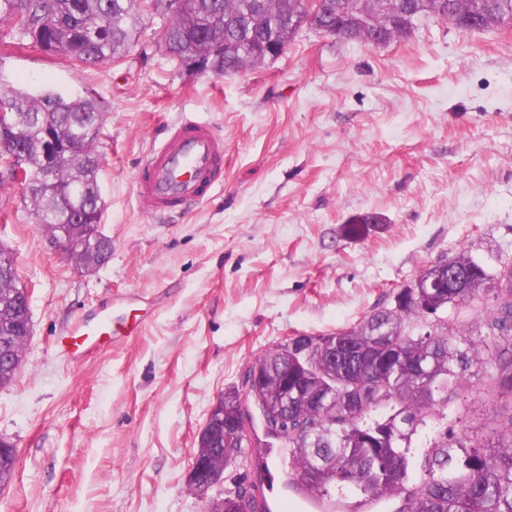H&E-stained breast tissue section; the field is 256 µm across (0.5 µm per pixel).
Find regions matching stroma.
Returning <instances> with one entry per match:
<instances>
[{
  "instance_id": "1",
  "label": "stroma",
  "mask_w": 512,
  "mask_h": 512,
  "mask_svg": "<svg viewBox=\"0 0 512 512\" xmlns=\"http://www.w3.org/2000/svg\"><path fill=\"white\" fill-rule=\"evenodd\" d=\"M145 16L122 61L97 69L34 48L0 57L15 86L104 106L98 183L112 255L86 271L54 251L20 188H0V244L30 292L32 332L0 388V437L18 452L0 512H205L185 484L197 435L225 389L285 338L353 326L427 264L465 251L512 258V25L467 31L422 18L372 46L302 28L277 60L192 74ZM224 137V181L186 212L142 213L134 174L183 117ZM374 217L357 238L349 224ZM124 299L127 342L69 361L56 339ZM494 354L410 466L445 431L491 434Z\"/></svg>"
}]
</instances>
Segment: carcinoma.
Masks as SVG:
<instances>
[{
    "mask_svg": "<svg viewBox=\"0 0 512 512\" xmlns=\"http://www.w3.org/2000/svg\"><path fill=\"white\" fill-rule=\"evenodd\" d=\"M249 0H157L156 14L166 19L165 50L184 67L191 59L212 61L211 74L233 75L254 65L251 52L238 45L249 35L262 43L272 22L290 7L289 0H264L248 11ZM499 25L512 24V0H484ZM449 15L466 24L469 0H446ZM145 14L143 0H0V24L10 27L11 42L0 39V52L15 46L37 48L71 63L97 67L120 61L134 41ZM394 13L377 15L372 29L392 37L407 33ZM52 135L66 145L46 166L42 145ZM103 135V107L92 94L70 98L55 90L30 93L0 76V143L19 149L35 173L28 202L33 222L60 240L68 257L89 269L112 253L106 236L90 245L91 225L102 220L97 181V144ZM465 274L463 286L448 282V269ZM437 288L394 289L390 305L357 324L326 334H303L291 344L278 343L254 359L262 381L246 395L230 387L219 411L208 414V429L196 454L206 469L224 464V512H235L233 491L246 480L252 457L277 448L286 474L285 488L324 502L329 486L345 482L374 503L399 512L403 493L409 512H512V415L493 438L471 446L443 436L425 453L419 476L408 475L406 456L419 426L448 406V395L468 384L466 371L497 354L493 387L512 399V260L496 268L461 252L427 265L417 281ZM471 309L474 330L453 344L448 312ZM30 335L17 271L0 272V386L15 378ZM249 403L265 416L288 411L286 433L263 448L243 440L238 422ZM230 449L223 458V449ZM11 442L0 439V483L14 474ZM258 512H272L264 480L251 485Z\"/></svg>",
    "mask_w": 512,
    "mask_h": 512,
    "instance_id": "cac0c4a2",
    "label": "carcinoma"
}]
</instances>
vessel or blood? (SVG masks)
Masks as SVG:
<instances>
[{
    "instance_id": "vessel-or-blood-1",
    "label": "vessel or blood",
    "mask_w": 512,
    "mask_h": 512,
    "mask_svg": "<svg viewBox=\"0 0 512 512\" xmlns=\"http://www.w3.org/2000/svg\"><path fill=\"white\" fill-rule=\"evenodd\" d=\"M224 139L207 123L186 117L168 127L139 164L134 180L139 209L161 214L208 199L220 184ZM93 331L78 327L59 341L63 353L85 347Z\"/></svg>"
}]
</instances>
